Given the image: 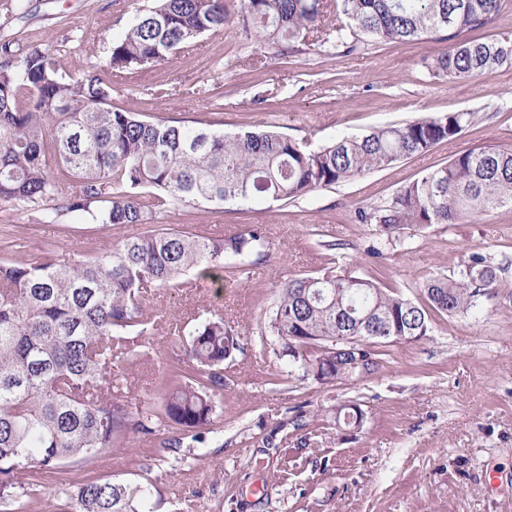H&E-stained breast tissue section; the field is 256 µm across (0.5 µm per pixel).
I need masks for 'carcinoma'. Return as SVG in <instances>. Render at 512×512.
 <instances>
[{
  "label": "carcinoma",
  "instance_id": "carcinoma-1",
  "mask_svg": "<svg viewBox=\"0 0 512 512\" xmlns=\"http://www.w3.org/2000/svg\"><path fill=\"white\" fill-rule=\"evenodd\" d=\"M501 0H336V23H327L328 0H241L242 30L278 56L334 43L414 41L490 25ZM233 0H153L112 41L107 65L152 66L224 30ZM24 10L10 0L0 28ZM512 63V34L457 41L430 67L462 81L488 76ZM470 123L454 112L341 137L317 149L274 129L233 136L202 125L148 121L112 105V85L91 65L76 80L59 74L50 47L33 44L15 54L0 45V200L51 215L87 213L98 224L142 226L108 248L76 251L69 260L46 242L34 259L23 246L0 254V504L41 497L17 482L31 469L52 470L109 452L129 431L125 404L112 398L113 378L127 362L149 357L144 336L156 292L191 288L196 279L223 288L268 256L258 228L212 239L163 223L171 209L199 203L251 207L260 200H295L317 189L362 176L449 142ZM512 209V148L485 146L452 157L402 186L391 202L356 210L361 224L386 236L404 228L458 224L501 208ZM499 267L474 253L452 275L422 285L428 306L380 286L375 277L324 268L280 287L268 328L291 371L325 384L336 368L311 373L312 359L331 357L338 336H362L378 322L382 339L368 345L380 367L382 347L400 336L430 335V311L466 316L481 297L501 287ZM309 340L303 341L301 337ZM186 360L169 365L149 421L173 423L186 436L211 422V392L224 387V360L239 348L221 316L169 339ZM64 512H154L151 486L88 481L65 492Z\"/></svg>",
  "mask_w": 512,
  "mask_h": 512
}]
</instances>
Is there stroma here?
I'll use <instances>...</instances> for the list:
<instances>
[{"label": "stroma", "mask_w": 512, "mask_h": 512, "mask_svg": "<svg viewBox=\"0 0 512 512\" xmlns=\"http://www.w3.org/2000/svg\"><path fill=\"white\" fill-rule=\"evenodd\" d=\"M148 0H26L24 14L0 28V43L50 45L63 75L97 66L118 108L152 121L208 124L225 133L276 126L320 146L339 135L450 112L472 122L452 142L310 195L235 206L178 207L166 221L221 239L253 225L271 243L266 263L247 278L191 290H158L154 352L114 380L131 414L156 394L164 366L180 352L169 327L191 330L213 314L237 332L240 348L224 362V387L197 441L174 450L176 426L129 434L111 452L55 470L33 469L24 483L43 495L27 512H59L67 488L109 479L152 486L155 512H512V210L461 224L404 229L392 237L359 223L425 171L467 150L512 148V65L462 82L434 77L425 65L444 45L433 39L319 48L288 57L263 55L238 22L153 66L116 72L106 64L112 40ZM118 233L87 215L43 227L0 201V247L16 240L34 253L45 239L91 251ZM380 249V256L369 253ZM500 264L496 298L463 318L431 317L419 342L389 344L383 367L363 379L300 380L265 332L264 311L292 277L336 262L357 274L384 270L386 284L426 304L425 280L447 275L471 253ZM358 405L361 427L336 421Z\"/></svg>", "instance_id": "obj_1"}]
</instances>
